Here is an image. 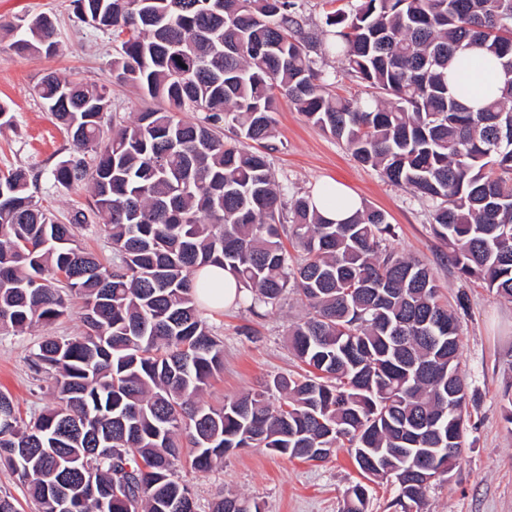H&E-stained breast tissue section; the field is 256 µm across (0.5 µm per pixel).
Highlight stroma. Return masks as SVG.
Wrapping results in <instances>:
<instances>
[{
  "instance_id": "35a3bbf8",
  "label": "stroma",
  "mask_w": 512,
  "mask_h": 512,
  "mask_svg": "<svg viewBox=\"0 0 512 512\" xmlns=\"http://www.w3.org/2000/svg\"><path fill=\"white\" fill-rule=\"evenodd\" d=\"M38 13L55 22L56 53L20 54L0 43V101L13 115L12 126L0 128V172L28 170L37 181L38 204L63 222L74 209L87 208L91 193L89 187L67 190L53 180L54 168L72 154L73 145L35 92L40 78L53 72L106 86L111 98L103 126L107 137L133 123L152 102L115 78V42L110 34L78 23L72 0H0V26ZM274 117L276 148L270 160L285 199L311 193L328 178L345 185L386 213L396 227V249L437 271L445 300L467 298L460 319L459 371L472 395L468 427L459 463L447 482L430 489L427 512H512V425L503 419L512 401V302L477 281L463 280L449 265L447 245L431 230L428 201L359 163L344 143L309 122L288 99H279ZM81 306L72 300L70 313L51 326L20 335L0 333V391L15 399L22 417L55 404L56 394L44 374L35 371L31 354L43 337L82 333ZM305 312L292 292L272 310L252 311L243 302L221 310L203 308L223 344L224 368L204 388L201 401L218 407L275 375L299 372L285 330ZM176 473L189 485L198 512H210L212 502L228 491L260 502L264 512H342L347 488L360 479L344 448L317 462L244 448L208 471L178 462Z\"/></svg>"
}]
</instances>
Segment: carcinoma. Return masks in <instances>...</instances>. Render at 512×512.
<instances>
[{
	"label": "carcinoma",
	"instance_id": "carcinoma-1",
	"mask_svg": "<svg viewBox=\"0 0 512 512\" xmlns=\"http://www.w3.org/2000/svg\"><path fill=\"white\" fill-rule=\"evenodd\" d=\"M357 2L325 0L316 40L301 0H73L78 21L120 43L116 78L160 106L105 139L107 88L46 74L37 94L75 148L53 177L66 189L91 182L90 212L61 224L25 170L0 175V330L49 325L67 315V297L83 300L85 331L47 336L32 353L55 405L26 421L0 393V461L38 512H168L173 502L198 512L172 468L184 448L194 470L252 446L308 461L348 448L363 478L396 483L394 512H425L429 487L448 480L466 431L464 297L454 308L442 299L437 272L391 246L395 227L378 209L335 224L307 194L284 225L267 151L284 96L359 162L431 200L451 265L512 301V0ZM10 32L18 53L57 49L47 15ZM320 48L371 95L332 93L311 56ZM472 48L507 76L478 112L448 83ZM179 112L204 116L190 124ZM91 214L108 228V266L74 233ZM212 265L251 310L290 290L308 308L287 328L303 373L220 408L198 401L224 367L198 310L196 287L209 283L195 275ZM368 503L358 482L344 512ZM211 512L263 509L228 492Z\"/></svg>",
	"mask_w": 512,
	"mask_h": 512
}]
</instances>
